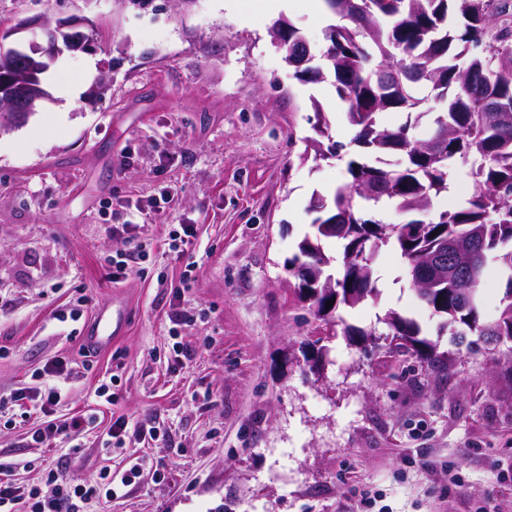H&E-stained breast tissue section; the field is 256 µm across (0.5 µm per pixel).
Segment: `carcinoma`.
<instances>
[{"label":"carcinoma","mask_w":512,"mask_h":512,"mask_svg":"<svg viewBox=\"0 0 512 512\" xmlns=\"http://www.w3.org/2000/svg\"><path fill=\"white\" fill-rule=\"evenodd\" d=\"M339 22L330 25L320 50L321 63L293 65L302 82L332 86L356 130L361 151L346 160L348 179L329 196L310 202L315 231L298 245L288 265L299 280L319 289V297L300 296L309 312L322 315L331 298L354 307L377 295L374 257L388 244L407 265L434 273L440 261L448 279L416 290L417 297L444 318L457 335L470 333L506 346L512 364V0H324ZM283 47L305 41L302 32L278 19ZM445 103L435 113L432 133L413 137L410 117L420 118L429 98ZM313 128L321 139L306 140L300 160H328L339 146L328 144L329 120L313 103ZM407 113L396 128L381 126L384 112ZM473 160L475 191L463 208L434 211V201L448 193V165ZM391 202L407 216L402 224H385L367 216L363 203ZM342 242L339 256L325 253L322 242ZM497 262L505 279L496 320L482 318L479 304L464 302L461 282L453 272L473 273L471 287L481 289L486 257ZM339 267L336 295L323 285ZM390 341L431 371L444 366L437 347L421 337L419 324L390 311L385 316Z\"/></svg>","instance_id":"1"}]
</instances>
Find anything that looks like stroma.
Here are the masks:
<instances>
[{
  "label": "stroma",
  "mask_w": 512,
  "mask_h": 512,
  "mask_svg": "<svg viewBox=\"0 0 512 512\" xmlns=\"http://www.w3.org/2000/svg\"><path fill=\"white\" fill-rule=\"evenodd\" d=\"M224 2L0 0V24L97 25L91 47L46 74L50 101L0 133V396L39 391L45 364L65 358L51 420L97 418L39 445L41 412L5 410L0 462L16 463L25 485L56 468L89 484L142 458L135 484L89 512H348L363 490L384 512H512V366L442 328L392 247L374 260L378 300L338 310L379 345L331 335L320 373L310 370L320 323L288 260L312 231L313 194L332 193L346 167L299 156L314 105L344 152L354 130L330 82L293 77L260 0ZM105 71L110 86L91 96ZM163 190L174 205L147 215L146 257L113 284L108 260L126 243L104 225ZM117 290L127 327L79 364L82 341L55 312L83 292L94 314ZM175 310L193 322L173 326ZM390 310L421 326L446 370L389 348ZM107 380L112 405L100 414ZM115 416L156 428L155 439L107 449Z\"/></svg>",
  "instance_id": "1"
}]
</instances>
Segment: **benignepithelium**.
Returning a JSON list of instances; mask_svg holds the SVG:
<instances>
[{
  "instance_id": "7a95c632",
  "label": "benign epithelium",
  "mask_w": 512,
  "mask_h": 512,
  "mask_svg": "<svg viewBox=\"0 0 512 512\" xmlns=\"http://www.w3.org/2000/svg\"><path fill=\"white\" fill-rule=\"evenodd\" d=\"M31 31L27 41L0 52V109L12 113L11 126L25 121L48 97L41 75L64 52L92 46L87 32L77 30L72 20L30 19L0 27V46L4 40Z\"/></svg>"
}]
</instances>
